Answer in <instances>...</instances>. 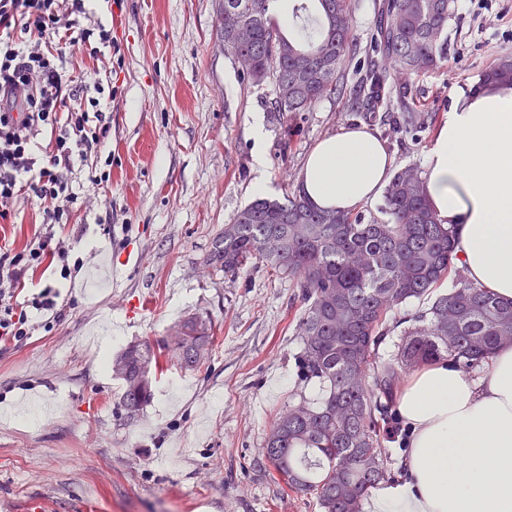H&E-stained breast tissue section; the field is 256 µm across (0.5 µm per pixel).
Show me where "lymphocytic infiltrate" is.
<instances>
[{"instance_id":"f902f5d3","label":"lymphocytic infiltrate","mask_w":512,"mask_h":512,"mask_svg":"<svg viewBox=\"0 0 512 512\" xmlns=\"http://www.w3.org/2000/svg\"><path fill=\"white\" fill-rule=\"evenodd\" d=\"M85 2L0 0V223L29 206L46 227L22 251L0 249L1 343L26 339L32 311L56 307L49 288L19 301L30 272L50 263L61 278L72 276L71 247L53 228L95 204L73 190L77 165L95 190L111 179L96 160L110 134L112 97L88 74L120 48Z\"/></svg>"}]
</instances>
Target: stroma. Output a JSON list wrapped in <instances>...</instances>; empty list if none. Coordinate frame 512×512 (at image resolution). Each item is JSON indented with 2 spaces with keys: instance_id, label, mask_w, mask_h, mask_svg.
<instances>
[{
  "instance_id": "1",
  "label": "stroma",
  "mask_w": 512,
  "mask_h": 512,
  "mask_svg": "<svg viewBox=\"0 0 512 512\" xmlns=\"http://www.w3.org/2000/svg\"><path fill=\"white\" fill-rule=\"evenodd\" d=\"M121 48L111 74V191L66 225L85 262L72 279L36 272L27 293L52 287L60 320L33 319L16 344L0 343V512H319L313 496L286 489L260 465L274 417L299 386L298 291L261 264L226 277L207 257L216 236L254 198L298 188L316 143L360 123L324 99L281 130L272 84L254 86L225 55L221 0H88ZM380 0H354L358 53L349 83L365 74ZM512 55V0H457L448 59L411 74L425 125L386 137L394 167L426 166V151L457 91ZM265 132L257 168L254 121ZM212 320L206 364L164 368L136 420L121 383L103 366L128 344L170 336L190 313Z\"/></svg>"
}]
</instances>
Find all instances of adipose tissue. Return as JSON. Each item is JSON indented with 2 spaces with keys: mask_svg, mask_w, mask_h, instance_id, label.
<instances>
[{
  "mask_svg": "<svg viewBox=\"0 0 512 512\" xmlns=\"http://www.w3.org/2000/svg\"><path fill=\"white\" fill-rule=\"evenodd\" d=\"M393 166L365 125L322 138L300 177L321 209L352 211L377 199ZM425 191L454 231L457 262L471 282L512 300V92L459 94L427 150ZM408 428L407 475L380 483L366 512H512V344L480 372L434 362L396 393Z\"/></svg>",
  "mask_w": 512,
  "mask_h": 512,
  "instance_id": "ef3b65f1",
  "label": "adipose tissue"
}]
</instances>
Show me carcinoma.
<instances>
[{
    "label": "carcinoma",
    "mask_w": 512,
    "mask_h": 512,
    "mask_svg": "<svg viewBox=\"0 0 512 512\" xmlns=\"http://www.w3.org/2000/svg\"><path fill=\"white\" fill-rule=\"evenodd\" d=\"M227 2L224 53L250 84L273 83L278 118L337 97L363 118L380 119L391 134H408L424 123L409 107L415 90L408 83L396 89L400 111L381 117L377 111L390 100L388 68L417 72L448 58L454 0H383L368 69L353 90L345 82L346 62L357 50L351 0H310L316 35L301 40L272 20L270 0ZM479 84L512 88V57H501ZM380 213L367 218L320 209L299 190L281 199L258 197L224 225L207 257L226 277L240 276L259 260L298 290V379L319 384L321 395L291 394L266 430L261 456L287 487L315 495L320 512H361L369 489L388 477L383 443L402 372L435 360L472 372L499 345L512 342V301L463 275L453 230L432 210L417 167L393 172ZM452 270L454 288L432 296ZM413 300L428 305L388 322L390 312ZM397 329V351L378 364L381 345ZM212 347L211 321L200 313L179 321L171 342L128 345L110 363L127 418L152 401L160 359L194 371Z\"/></svg>",
    "instance_id": "1"
}]
</instances>
